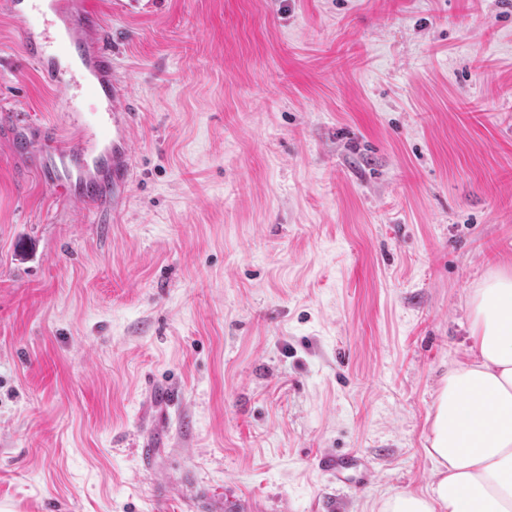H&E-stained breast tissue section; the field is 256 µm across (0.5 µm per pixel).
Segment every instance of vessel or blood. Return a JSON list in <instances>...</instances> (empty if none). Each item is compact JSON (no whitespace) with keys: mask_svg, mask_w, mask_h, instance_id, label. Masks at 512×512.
Segmentation results:
<instances>
[{"mask_svg":"<svg viewBox=\"0 0 512 512\" xmlns=\"http://www.w3.org/2000/svg\"><path fill=\"white\" fill-rule=\"evenodd\" d=\"M22 37V50L51 87L65 97L82 92L100 104L93 120L70 115L77 135L62 144L44 143L39 168L56 193L79 201L105 200L124 185L132 170L130 117L132 99L126 78L111 53L93 48L89 38L99 30L96 0L76 10L65 0H0ZM318 463L337 484L362 488L370 466L350 453L326 454Z\"/></svg>","mask_w":512,"mask_h":512,"instance_id":"obj_1","label":"vessel or blood"}]
</instances>
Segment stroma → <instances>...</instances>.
Here are the masks:
<instances>
[{
    "instance_id": "1",
    "label": "stroma",
    "mask_w": 512,
    "mask_h": 512,
    "mask_svg": "<svg viewBox=\"0 0 512 512\" xmlns=\"http://www.w3.org/2000/svg\"><path fill=\"white\" fill-rule=\"evenodd\" d=\"M98 2L134 99L104 224L37 164L96 103L44 84L0 10V512L427 491L469 299L512 265V0ZM336 451L372 482L337 486ZM318 465L329 472L336 484L363 488L370 481L372 469L351 453L326 454L318 458Z\"/></svg>"
}]
</instances>
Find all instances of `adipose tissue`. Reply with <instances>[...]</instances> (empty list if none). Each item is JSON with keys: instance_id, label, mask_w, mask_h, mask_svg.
<instances>
[{"instance_id": "ef3b65f1", "label": "adipose tissue", "mask_w": 512, "mask_h": 512, "mask_svg": "<svg viewBox=\"0 0 512 512\" xmlns=\"http://www.w3.org/2000/svg\"><path fill=\"white\" fill-rule=\"evenodd\" d=\"M469 333L467 360L449 365L434 402L432 486L393 494L380 512H512V267L476 289Z\"/></svg>"}]
</instances>
